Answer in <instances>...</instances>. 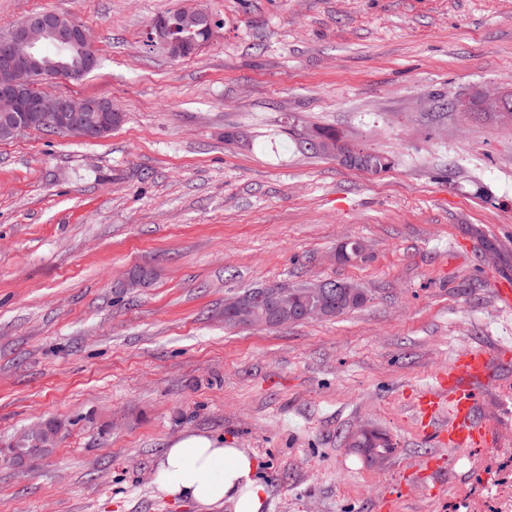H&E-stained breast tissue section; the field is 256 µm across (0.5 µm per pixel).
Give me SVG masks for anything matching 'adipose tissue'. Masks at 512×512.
Returning a JSON list of instances; mask_svg holds the SVG:
<instances>
[{"mask_svg":"<svg viewBox=\"0 0 512 512\" xmlns=\"http://www.w3.org/2000/svg\"><path fill=\"white\" fill-rule=\"evenodd\" d=\"M155 483L167 497L193 501L200 512H261L268 496L253 454L223 440L187 433L159 459Z\"/></svg>","mask_w":512,"mask_h":512,"instance_id":"adipose-tissue-1","label":"adipose tissue"}]
</instances>
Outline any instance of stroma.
I'll use <instances>...</instances> for the list:
<instances>
[{
  "mask_svg": "<svg viewBox=\"0 0 512 512\" xmlns=\"http://www.w3.org/2000/svg\"><path fill=\"white\" fill-rule=\"evenodd\" d=\"M183 3L0 0V30L82 23L99 65L53 91L122 114L96 141L0 142V446L65 424L36 469L0 459V512H196L154 485L186 430L256 456L264 512H453L512 469V355L473 417L492 446L449 454L414 406L459 351L512 341V113L457 108L512 94V0H205L222 29L173 60L145 31ZM318 127L391 168L307 150ZM326 280L366 303L224 324L244 290ZM364 424L384 463L349 446Z\"/></svg>",
  "mask_w": 512,
  "mask_h": 512,
  "instance_id": "obj_1",
  "label": "stroma"
}]
</instances>
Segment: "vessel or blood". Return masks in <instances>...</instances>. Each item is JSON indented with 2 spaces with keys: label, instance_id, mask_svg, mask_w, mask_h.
Masks as SVG:
<instances>
[{
  "label": "vessel or blood",
  "instance_id": "obj_1",
  "mask_svg": "<svg viewBox=\"0 0 512 512\" xmlns=\"http://www.w3.org/2000/svg\"><path fill=\"white\" fill-rule=\"evenodd\" d=\"M492 361L484 353L458 354L447 376L441 377L438 391L427 393L418 402V413L426 420L448 416V448L455 452L490 445L488 428L473 423L472 414L480 403L483 384L491 376Z\"/></svg>",
  "mask_w": 512,
  "mask_h": 512
}]
</instances>
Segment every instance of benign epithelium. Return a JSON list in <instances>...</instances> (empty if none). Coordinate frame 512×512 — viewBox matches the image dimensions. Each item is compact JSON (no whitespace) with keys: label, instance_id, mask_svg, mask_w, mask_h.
Masks as SVG:
<instances>
[{"label":"benign epithelium","instance_id":"1","mask_svg":"<svg viewBox=\"0 0 512 512\" xmlns=\"http://www.w3.org/2000/svg\"><path fill=\"white\" fill-rule=\"evenodd\" d=\"M187 14L206 23L207 42L190 44L174 36L176 24L171 18L159 16L147 27L146 42L163 49L173 58L198 52L212 42L220 29L213 15L201 5V0L189 3ZM52 36L65 48L75 52L67 61L47 63L39 56V45ZM98 65V56L89 42L84 27L71 18L43 11L31 15L27 21L13 26L0 38V139H12L37 126L50 125L55 131L82 140L105 137L113 123L122 114L106 99L38 93L30 95L31 82L41 85L60 78L78 81ZM342 157L354 162L359 168H372L374 153L351 147ZM332 297L322 284L300 299L297 290L286 284H277L259 294L241 295L224 303V313L247 327H274L292 320H309L328 316ZM30 433L24 432L8 448H0V455L17 466L47 457L42 448H31L21 454L18 448L27 444ZM353 443L364 448L372 459L382 461L387 454L380 448L391 440L377 430L362 426L352 434Z\"/></svg>","mask_w":512,"mask_h":512}]
</instances>
